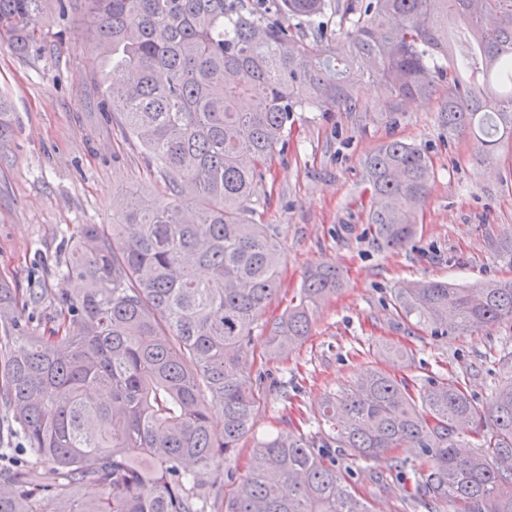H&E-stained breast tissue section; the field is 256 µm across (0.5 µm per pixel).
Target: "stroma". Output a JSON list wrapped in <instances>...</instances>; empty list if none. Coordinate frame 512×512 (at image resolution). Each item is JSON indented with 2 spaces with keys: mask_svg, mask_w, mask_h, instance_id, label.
<instances>
[{
  "mask_svg": "<svg viewBox=\"0 0 512 512\" xmlns=\"http://www.w3.org/2000/svg\"><path fill=\"white\" fill-rule=\"evenodd\" d=\"M92 56L76 13L53 18L50 36L29 57L0 44V98L14 114L13 134L0 148V278L17 288L24 317L40 331L50 325L54 298L79 292L62 272L70 259L63 235L111 223L116 201L129 191L156 199L162 192L145 150L120 120L101 125L84 104ZM447 97L443 81L429 97L400 100L365 79L355 86V108L292 113L288 145L265 173L257 208L258 223L279 232L282 286L253 332L255 354L309 268L337 267L345 286L315 309L309 336L288 360L266 365L272 385L256 435L322 431L324 397L373 369L419 389L453 378L480 401L505 376L512 322L441 335L393 307L406 282L512 280V264L493 248L512 239V144L487 162L470 139L450 138L441 119ZM393 139L425 149L434 176L416 237L386 252L365 234L371 197L364 163ZM391 460L353 466L350 481L374 512H409L399 494L371 492L372 470H388Z\"/></svg>",
  "mask_w": 512,
  "mask_h": 512,
  "instance_id": "obj_1",
  "label": "stroma"
}]
</instances>
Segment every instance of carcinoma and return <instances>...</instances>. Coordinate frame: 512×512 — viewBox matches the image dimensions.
I'll return each instance as SVG.
<instances>
[{
    "mask_svg": "<svg viewBox=\"0 0 512 512\" xmlns=\"http://www.w3.org/2000/svg\"><path fill=\"white\" fill-rule=\"evenodd\" d=\"M80 7L95 51L87 104L117 114L151 157L168 201L131 191L110 224H81L66 274L85 283L54 326L34 336L0 280V407L27 458L0 464V512H206L229 460L269 398L253 376L252 329L281 287L273 224L254 215L263 169L288 141L291 113L354 101L359 77L396 98L448 83V135L488 154L512 144V0H57ZM52 0H0V43L38 51ZM330 14L343 40L310 41L291 21ZM463 30L456 54L452 30ZM124 81L115 86L107 68ZM0 99V145L13 131ZM368 235L404 249L418 231L433 176L429 157L399 140L365 163ZM331 267L305 274L273 323L262 358L279 362L309 334L311 313L339 293ZM393 305L439 332L512 322V281L480 287L412 282ZM74 331H69V326ZM219 407L216 433L209 413ZM334 434L266 435L224 512H373L342 462L394 448L396 477L427 512H512V377L486 402L455 380L416 394L382 370L326 397ZM472 434L475 451L457 454ZM342 457L318 450L331 445ZM99 494L86 498L85 485Z\"/></svg>",
    "mask_w": 512,
    "mask_h": 512,
    "instance_id": "carcinoma-1",
    "label": "carcinoma"
}]
</instances>
